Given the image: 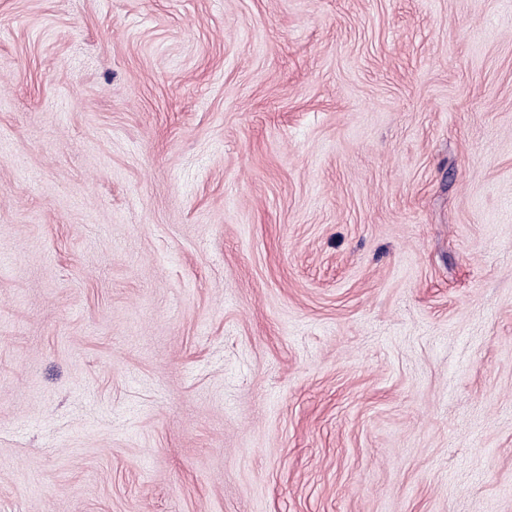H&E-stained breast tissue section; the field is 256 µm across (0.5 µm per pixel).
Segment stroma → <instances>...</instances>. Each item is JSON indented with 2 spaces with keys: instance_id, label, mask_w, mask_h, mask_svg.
<instances>
[{
  "instance_id": "1",
  "label": "stroma",
  "mask_w": 512,
  "mask_h": 512,
  "mask_svg": "<svg viewBox=\"0 0 512 512\" xmlns=\"http://www.w3.org/2000/svg\"><path fill=\"white\" fill-rule=\"evenodd\" d=\"M0 512H512V0H0Z\"/></svg>"
}]
</instances>
